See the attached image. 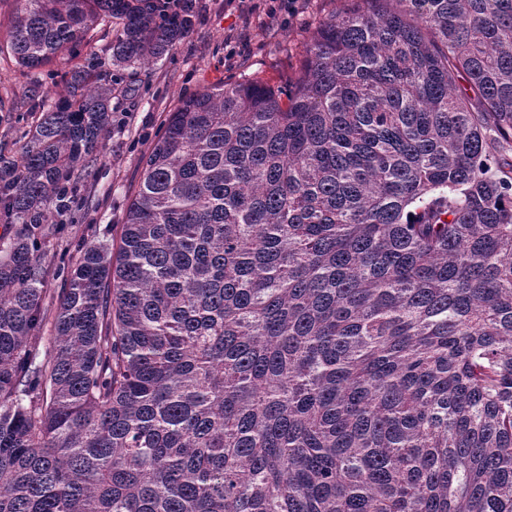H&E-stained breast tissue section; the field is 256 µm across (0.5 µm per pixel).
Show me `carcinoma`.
<instances>
[{"mask_svg":"<svg viewBox=\"0 0 512 512\" xmlns=\"http://www.w3.org/2000/svg\"><path fill=\"white\" fill-rule=\"evenodd\" d=\"M18 2L29 72L101 21L118 66L191 26L192 0ZM362 2L286 98L183 100L119 242L83 243L52 298L38 243L114 88L27 87L0 163V512H512V0Z\"/></svg>","mask_w":512,"mask_h":512,"instance_id":"cac0c4a2","label":"carcinoma"}]
</instances>
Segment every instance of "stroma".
<instances>
[{
	"instance_id": "35a3bbf8",
	"label": "stroma",
	"mask_w": 512,
	"mask_h": 512,
	"mask_svg": "<svg viewBox=\"0 0 512 512\" xmlns=\"http://www.w3.org/2000/svg\"><path fill=\"white\" fill-rule=\"evenodd\" d=\"M193 2L190 30L161 60L146 66H113L106 50L112 35L97 26L71 56L33 74L23 72L10 50L19 4L0 0V157L17 156L34 120L22 95L25 85L35 81L51 92L71 69L98 63L110 72L115 87L112 131L105 147L78 181L69 221L51 229L41 246L50 268L51 292L63 288V269L79 242L119 235L126 206L140 182L142 158L183 99L219 82L259 81L292 91L318 23L350 5V0H303L302 13L287 24L270 13V0Z\"/></svg>"
}]
</instances>
